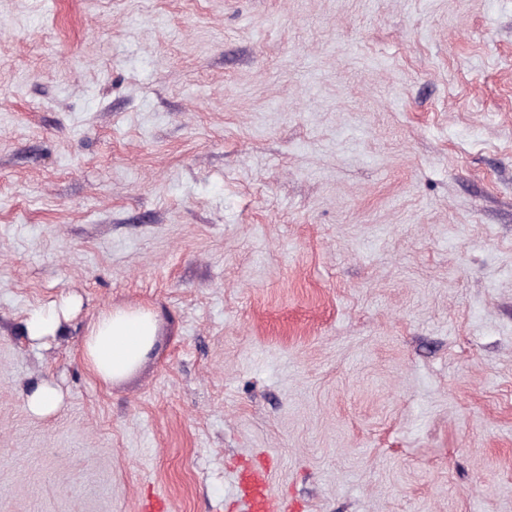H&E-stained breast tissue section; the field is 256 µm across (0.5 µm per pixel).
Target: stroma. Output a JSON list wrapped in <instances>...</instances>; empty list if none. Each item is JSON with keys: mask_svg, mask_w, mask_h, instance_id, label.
I'll return each mask as SVG.
<instances>
[{"mask_svg": "<svg viewBox=\"0 0 512 512\" xmlns=\"http://www.w3.org/2000/svg\"><path fill=\"white\" fill-rule=\"evenodd\" d=\"M260 459L288 512H512V0H0V512H244ZM78 305L76 299L68 298L54 301L33 312L25 321L26 335L33 343H45L56 336L65 323L72 320ZM82 357L102 382H117L134 371L154 344L157 325L153 314L140 307L102 313L86 330ZM62 390L52 381L42 380L34 385L26 396L29 410L37 416L53 414L63 403Z\"/></svg>", "mask_w": 512, "mask_h": 512, "instance_id": "obj_1", "label": "stroma"}]
</instances>
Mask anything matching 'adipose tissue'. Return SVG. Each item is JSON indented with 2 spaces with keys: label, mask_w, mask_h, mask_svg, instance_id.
I'll list each match as a JSON object with an SVG mask.
<instances>
[{
  "label": "adipose tissue",
  "mask_w": 512,
  "mask_h": 512,
  "mask_svg": "<svg viewBox=\"0 0 512 512\" xmlns=\"http://www.w3.org/2000/svg\"><path fill=\"white\" fill-rule=\"evenodd\" d=\"M78 309L76 299L55 301L33 312L25 321L30 341L42 344L56 336ZM157 336L153 314L140 307L110 310L92 320L86 330L82 357L102 382H117L143 361Z\"/></svg>",
  "instance_id": "1"
}]
</instances>
